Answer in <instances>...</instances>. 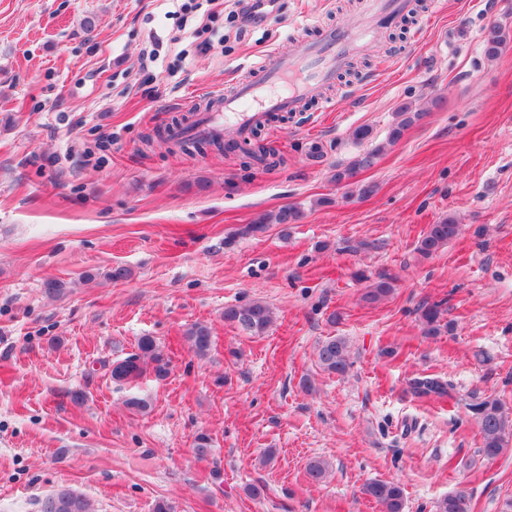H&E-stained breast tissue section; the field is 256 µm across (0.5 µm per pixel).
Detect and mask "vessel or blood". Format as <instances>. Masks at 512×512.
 I'll use <instances>...</instances> for the list:
<instances>
[{"mask_svg":"<svg viewBox=\"0 0 512 512\" xmlns=\"http://www.w3.org/2000/svg\"><path fill=\"white\" fill-rule=\"evenodd\" d=\"M412 10L413 0H361L356 25L321 26L316 34L294 38L287 53H271L248 78L236 81L231 93H213L214 106L198 115L195 134H229L243 142L272 115L301 111L323 87L335 84L381 28Z\"/></svg>","mask_w":512,"mask_h":512,"instance_id":"b4317fda","label":"vessel or blood"}]
</instances>
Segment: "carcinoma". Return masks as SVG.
I'll use <instances>...</instances> for the list:
<instances>
[{
	"label": "carcinoma",
	"mask_w": 512,
	"mask_h": 512,
	"mask_svg": "<svg viewBox=\"0 0 512 512\" xmlns=\"http://www.w3.org/2000/svg\"><path fill=\"white\" fill-rule=\"evenodd\" d=\"M423 113L412 110L409 106L401 107L397 112V122L391 127L387 143L398 141L405 129L420 120ZM183 151L199 150L213 147L222 151L230 144L215 138L210 140L188 138L176 143ZM383 151L379 145L371 151L359 156L348 167L336 172V183H348L361 170L373 166L375 159ZM301 217V211L295 206H283L274 212L262 213L244 228L239 234L248 236L265 231L271 224H293ZM461 226L454 218H444L428 225L421 237L417 251L424 257H430L457 238ZM393 278L381 275L366 289L364 298L371 302H379L394 291ZM422 333L428 337L439 335L442 329L448 328L443 322V310L438 303L426 304L418 309ZM272 312L268 306L253 301L243 305H232L224 308V321L250 335H260L271 325ZM191 348L198 357L208 354L212 346L211 328L198 324L188 333ZM139 353L133 354L112 368V377L118 381H132L142 376L144 364L149 363L156 376L168 373L169 360L159 349L154 337L143 336L138 341ZM320 368L330 375L343 377L352 366L348 345L345 339L334 337L323 342L317 350ZM449 383L433 376L415 377L409 381V391L417 398H441L449 394ZM469 410L476 419L482 446L480 452L484 458L493 461L504 453L512 443V414L504 409L496 399H475L469 404ZM362 494L373 501L380 512H405V496L401 483L396 479L375 480L364 484ZM39 512H94L90 502L71 489H61L45 497L39 503ZM437 512H473L472 494L465 488H459L437 504Z\"/></svg>",
	"instance_id": "obj_1"
}]
</instances>
